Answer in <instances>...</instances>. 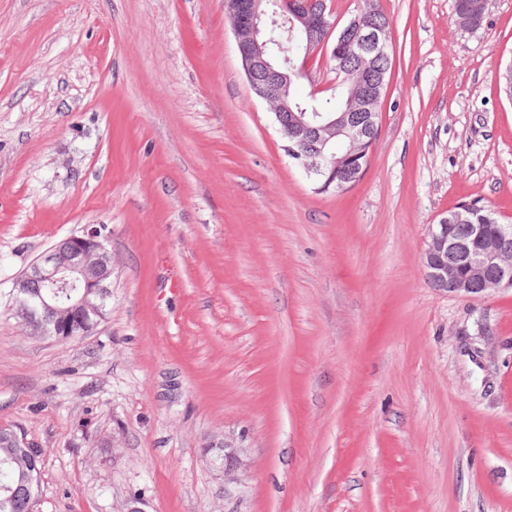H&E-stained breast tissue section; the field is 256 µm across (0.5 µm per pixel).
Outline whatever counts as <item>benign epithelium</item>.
I'll return each instance as SVG.
<instances>
[{
    "instance_id": "benign-epithelium-1",
    "label": "benign epithelium",
    "mask_w": 512,
    "mask_h": 512,
    "mask_svg": "<svg viewBox=\"0 0 512 512\" xmlns=\"http://www.w3.org/2000/svg\"><path fill=\"white\" fill-rule=\"evenodd\" d=\"M284 17L290 32L306 42L302 58L283 54L270 56L264 35L267 10ZM234 34L241 65L250 90L270 105L287 150L313 177L317 190L333 184L344 190L347 183L363 175L366 166L360 154L336 152V138L351 144L372 145L377 137L378 101L381 76L365 68L363 80L350 90L349 106L342 112H319L310 116L292 109L285 95L291 77L308 73L312 57L341 47H355L361 62L386 55L387 35L379 24L362 28L351 19L342 31H336L333 6L327 0H224ZM472 211L464 205L453 208L438 223L428 225L422 266L433 288L452 295L481 298L496 290L512 289V225L474 224ZM464 224L468 235L459 239L456 225ZM112 255L105 245L102 228L89 226L71 235L34 260L15 280V301L26 307L25 324L37 333L70 336L78 329L89 334L109 313L112 297ZM57 288H69L65 306H60ZM80 314V324L66 322L70 313ZM214 466L233 482L248 466L245 446L226 436H214L205 446Z\"/></svg>"
}]
</instances>
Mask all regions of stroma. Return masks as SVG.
<instances>
[{"instance_id": "1", "label": "stroma", "mask_w": 512, "mask_h": 512, "mask_svg": "<svg viewBox=\"0 0 512 512\" xmlns=\"http://www.w3.org/2000/svg\"><path fill=\"white\" fill-rule=\"evenodd\" d=\"M379 4V136L338 193L289 157L223 0H0V425L44 450L35 512H512V289L421 264L458 204L512 224V0L476 30ZM100 224L107 318L33 333L15 279ZM245 446L236 439L214 436L205 446L214 466L224 474V481L233 482L248 466Z\"/></svg>"}]
</instances>
